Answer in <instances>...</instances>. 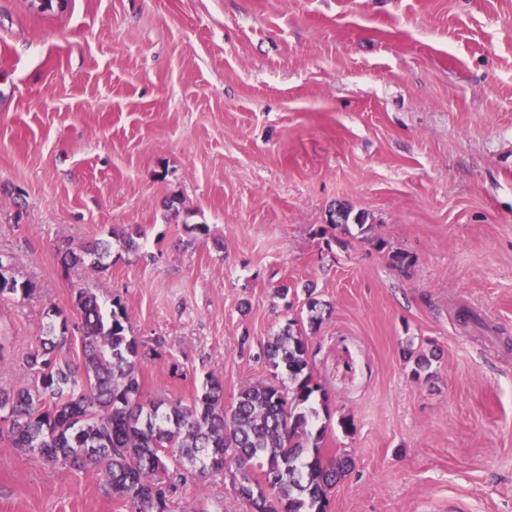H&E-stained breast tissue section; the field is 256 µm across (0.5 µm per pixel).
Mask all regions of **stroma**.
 <instances>
[{
    "instance_id": "stroma-1",
    "label": "stroma",
    "mask_w": 512,
    "mask_h": 512,
    "mask_svg": "<svg viewBox=\"0 0 512 512\" xmlns=\"http://www.w3.org/2000/svg\"><path fill=\"white\" fill-rule=\"evenodd\" d=\"M113 231L141 249L63 265ZM0 264L30 286L0 296V388L29 384L49 307L80 360L88 288L126 306L145 393L213 374L229 405L287 383L259 353L314 298L323 448L352 460L328 512H512V0H0ZM174 509L251 512L225 472ZM0 512L126 510L99 469L2 441Z\"/></svg>"
}]
</instances>
